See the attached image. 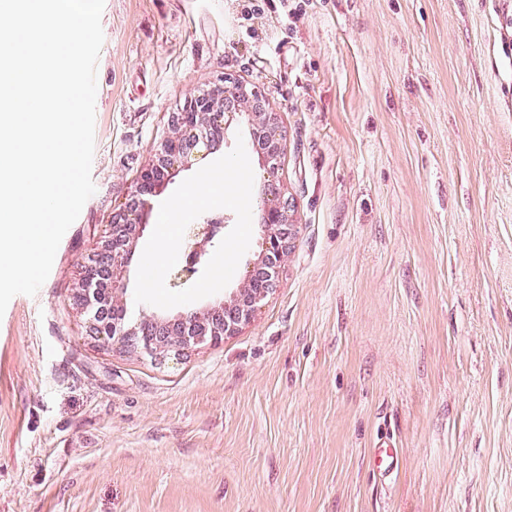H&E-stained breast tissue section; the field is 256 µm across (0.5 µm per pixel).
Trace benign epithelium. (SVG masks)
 Masks as SVG:
<instances>
[{"label": "benign epithelium", "mask_w": 512, "mask_h": 512, "mask_svg": "<svg viewBox=\"0 0 512 512\" xmlns=\"http://www.w3.org/2000/svg\"><path fill=\"white\" fill-rule=\"evenodd\" d=\"M257 97H261V92L256 86L229 74L210 89L190 97L182 111L172 113L168 136L153 158L142 167L130 201L113 214L112 224H136L145 229L148 213L142 202L188 166L193 150L202 147L209 154L214 152L223 143L224 127L237 113L247 116L250 140L262 143V147L256 149L260 165L268 173L275 174L286 150V135L277 113L254 110L253 101ZM260 223L263 230L261 251L229 296L205 308L189 307L173 316L148 310L135 323L112 322L101 315L105 306L124 307L129 267L138 242L135 236L117 250L113 246V236H108L102 242L99 259L83 267L75 291L77 304L87 315L91 334L107 346L139 350L155 358L172 353L179 355L192 347L236 335L253 320L261 301L259 297H247L254 270L266 264L268 276L276 278L278 267L268 264V258L281 259L287 254L288 242L282 234L283 226H288L293 234L298 228L291 208L276 197L264 203ZM223 238L222 215L189 225L182 244V262L168 274L170 285L176 288L194 279L207 259L208 249ZM104 270L110 277L105 289L98 281V274ZM224 308L231 309V313L224 317V325L208 329L205 321L210 313Z\"/></svg>", "instance_id": "1"}]
</instances>
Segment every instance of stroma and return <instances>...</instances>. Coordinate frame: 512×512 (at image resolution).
Listing matches in <instances>:
<instances>
[{"mask_svg": "<svg viewBox=\"0 0 512 512\" xmlns=\"http://www.w3.org/2000/svg\"><path fill=\"white\" fill-rule=\"evenodd\" d=\"M101 23L96 192L0 317V512H512V0H105ZM227 74L287 138L276 286L181 355L104 346L80 264Z\"/></svg>", "mask_w": 512, "mask_h": 512, "instance_id": "obj_1", "label": "stroma"}]
</instances>
